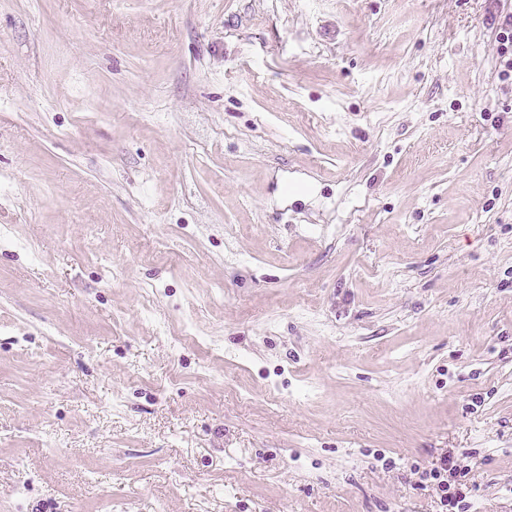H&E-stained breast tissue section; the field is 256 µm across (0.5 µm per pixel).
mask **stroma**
<instances>
[{
  "label": "stroma",
  "mask_w": 512,
  "mask_h": 512,
  "mask_svg": "<svg viewBox=\"0 0 512 512\" xmlns=\"http://www.w3.org/2000/svg\"><path fill=\"white\" fill-rule=\"evenodd\" d=\"M512 0H0V512H512ZM433 465L427 474L431 482H434L440 502L443 507H446V511L456 512L455 509H460L462 504H467L466 500L472 491L467 482V472L460 467L454 453L451 452L441 456Z\"/></svg>",
  "instance_id": "obj_1"
}]
</instances>
